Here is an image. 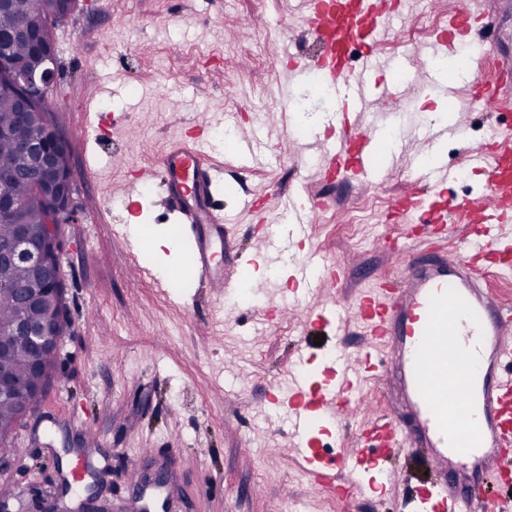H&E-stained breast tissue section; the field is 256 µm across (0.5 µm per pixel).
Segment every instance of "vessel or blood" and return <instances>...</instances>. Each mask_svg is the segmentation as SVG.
Returning <instances> with one entry per match:
<instances>
[{
  "label": "vessel or blood",
  "instance_id": "1",
  "mask_svg": "<svg viewBox=\"0 0 512 512\" xmlns=\"http://www.w3.org/2000/svg\"><path fill=\"white\" fill-rule=\"evenodd\" d=\"M302 8L306 26L324 51L320 61L301 64L299 70L315 74L342 101L344 111H366L374 91L371 76L386 66L392 70L390 90L397 99L450 93L442 69L412 72L403 63H387V0H302ZM481 21L470 9L456 12L425 54H454L459 41L479 31ZM352 142L357 152L349 173L357 182L374 186L377 155L386 149L377 131L342 129L336 142L326 145L324 157L340 163ZM473 162L485 176L476 195L433 209L413 196L405 206L409 223L423 225L426 235H441L439 250L426 260L406 252L399 274L365 290L352 307L332 309L336 320L348 315L357 321L369 341L360 368L352 369L336 352L323 381L296 370L269 391L271 407L287 410L296 447L308 464L306 473L318 488L337 481L349 494L374 489L367 472L379 468L405 442L433 449L438 470L434 485L409 496L410 512H498L484 480L460 484L449 475L453 468L472 463L495 477L512 470V461L500 454L512 447V307L496 297L475 263L480 256H512V238L497 231L499 225L512 223V151L489 159L477 156ZM160 166L168 209L180 220L173 241L192 244L190 272L212 288L248 282L261 290V283L251 282L248 275L252 255L240 256L232 281L213 265L224 251V203L218 190L222 176L206 162L201 141L173 143ZM324 207V201L306 199L296 211L293 234H300ZM297 274L310 289L336 285L335 272L318 261L313 249L299 262ZM383 369L400 376L416 420L413 431L389 420L335 460L325 459L313 448L314 430L329 434L342 428L332 412L336 405L369 422L375 408L364 398L363 386Z\"/></svg>",
  "mask_w": 512,
  "mask_h": 512
}]
</instances>
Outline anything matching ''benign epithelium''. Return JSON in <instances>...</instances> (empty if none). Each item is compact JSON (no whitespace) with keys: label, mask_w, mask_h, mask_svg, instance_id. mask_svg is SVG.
Masks as SVG:
<instances>
[{"label":"benign epithelium","mask_w":512,"mask_h":512,"mask_svg":"<svg viewBox=\"0 0 512 512\" xmlns=\"http://www.w3.org/2000/svg\"><path fill=\"white\" fill-rule=\"evenodd\" d=\"M0 72L7 80L0 82V90L16 88L19 93V110L12 118V127H0V136L20 128L29 129L27 136L17 140L21 152L28 154L35 167L30 180L33 195L39 197L45 207L44 230L39 234L28 232L26 225H16L15 240L0 248L1 262H21L31 267L33 277L25 288L11 289L19 307V314L10 325H0V353L9 349L14 337L22 335L29 342L30 370L39 385H44L48 372L47 362L57 359L67 322V307L58 301L63 292L62 280L56 263L57 253L63 250L60 225L72 222L75 187L71 173H58L54 167V150L66 142L58 128L46 122H32L34 104L48 112L49 93L56 77L49 66L40 73H28L18 69L7 47L0 46ZM30 307L40 309L36 322L27 319L25 311ZM32 386L10 374L0 372V397L20 396ZM98 484L86 487V495L77 512H109L99 504Z\"/></svg>","instance_id":"obj_1"}]
</instances>
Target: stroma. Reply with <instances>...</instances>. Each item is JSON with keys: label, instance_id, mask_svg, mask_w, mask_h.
I'll use <instances>...</instances> for the list:
<instances>
[{"label": "stroma", "instance_id": "35a3bbf8", "mask_svg": "<svg viewBox=\"0 0 512 512\" xmlns=\"http://www.w3.org/2000/svg\"><path fill=\"white\" fill-rule=\"evenodd\" d=\"M491 32L494 63L512 65V0H471ZM57 123L71 150L78 205L62 225L60 270L70 324L43 401L12 439L0 470V493L11 512H41L97 428L95 475L112 512H131L138 478L162 472L166 489L147 490L149 512H404L402 501L431 471L427 449L404 446L388 457L384 493L336 500L304 475L284 410L264 402L280 374L294 366L293 349L317 335L311 312L351 306L378 276L396 274L403 248L422 246L419 229L394 205L423 175L433 149L444 152L460 179L448 198L474 195L480 177L469 160L486 149L490 125L512 124V86L500 104L481 105L464 70L479 60L448 63L453 123L433 139L420 116L407 117L398 146L379 172L371 200L344 172L322 167L319 124L300 111L317 106L310 79L285 83L291 59L313 62L323 47L302 21L297 0H81L55 29ZM295 102L279 111L282 89ZM278 111L275 124L256 122L254 107ZM206 121L208 154L224 168L221 193L225 271L237 253L256 259L266 285L257 299L247 287L213 295L192 276L172 280L188 245L155 253L173 234L162 177L134 183L129 169L156 168L168 142ZM297 138L301 156L277 154ZM272 186L255 211L240 202ZM326 196L331 208L306 227L320 255L343 269L332 293L295 301L298 281L283 262L287 227L298 198ZM400 381L390 371L365 391L382 413L412 428Z\"/></svg>", "mask_w": 512, "mask_h": 512}]
</instances>
